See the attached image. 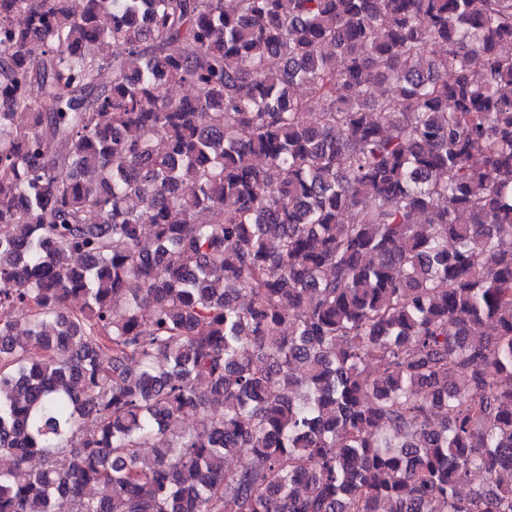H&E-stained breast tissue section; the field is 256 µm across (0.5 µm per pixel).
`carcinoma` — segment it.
<instances>
[{"label": "carcinoma", "mask_w": 512, "mask_h": 512, "mask_svg": "<svg viewBox=\"0 0 512 512\" xmlns=\"http://www.w3.org/2000/svg\"><path fill=\"white\" fill-rule=\"evenodd\" d=\"M84 2L0 0V512H512V0Z\"/></svg>", "instance_id": "1"}]
</instances>
